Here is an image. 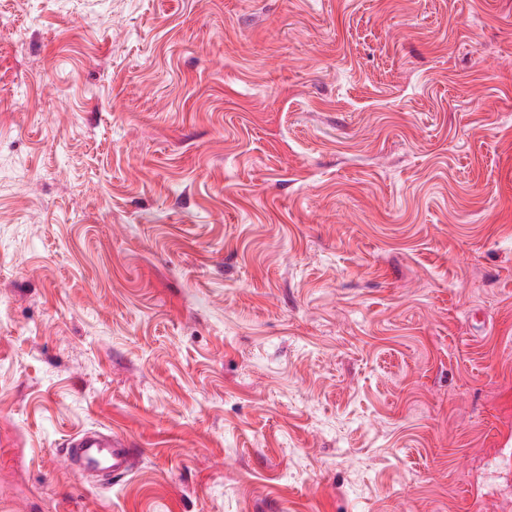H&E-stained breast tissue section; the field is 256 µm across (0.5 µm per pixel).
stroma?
<instances>
[{
	"mask_svg": "<svg viewBox=\"0 0 512 512\" xmlns=\"http://www.w3.org/2000/svg\"><path fill=\"white\" fill-rule=\"evenodd\" d=\"M1 89L0 512H512V0H0ZM58 454L68 468L82 478L103 474L108 481L130 474L134 469L135 454L129 444L112 433L84 430L59 448Z\"/></svg>",
	"mask_w": 512,
	"mask_h": 512,
	"instance_id": "1",
	"label": "stroma"
}]
</instances>
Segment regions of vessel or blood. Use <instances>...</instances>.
Masks as SVG:
<instances>
[{"label":"vessel or blood","mask_w":512,"mask_h":512,"mask_svg":"<svg viewBox=\"0 0 512 512\" xmlns=\"http://www.w3.org/2000/svg\"><path fill=\"white\" fill-rule=\"evenodd\" d=\"M58 454L68 468L81 477L102 474L117 478L134 469L135 454L121 437L97 430L79 432L59 448Z\"/></svg>","instance_id":"1"}]
</instances>
